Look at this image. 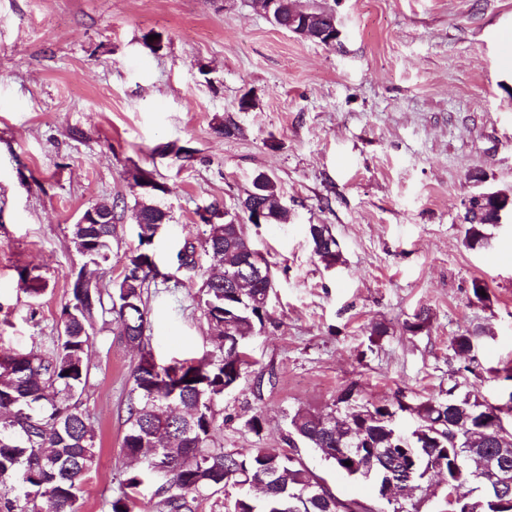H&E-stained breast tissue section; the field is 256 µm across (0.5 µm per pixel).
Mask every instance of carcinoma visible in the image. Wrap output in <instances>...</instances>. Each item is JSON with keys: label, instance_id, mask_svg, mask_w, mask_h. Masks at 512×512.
Wrapping results in <instances>:
<instances>
[{"label": "carcinoma", "instance_id": "carcinoma-1", "mask_svg": "<svg viewBox=\"0 0 512 512\" xmlns=\"http://www.w3.org/2000/svg\"><path fill=\"white\" fill-rule=\"evenodd\" d=\"M295 0H282L280 13L270 18L288 29ZM148 173L133 176L141 188L136 202L135 223L139 248L127 257L112 306H104L97 283L90 288L74 282L71 299L62 309L63 335L47 352L0 355V512H80L82 481L98 457L96 434L89 415L81 409L80 396L90 377L88 351L97 317L113 312L123 339L140 352L132 372L133 386L127 406L122 448L141 458L139 467L122 481L119 494L109 501V512H137L139 495L152 489L159 512H196L197 504L224 486L278 475L276 489L254 497L241 494L229 512H370L364 504L343 500L330 492L301 459L275 450L259 449L244 457L218 448L211 434L216 427L215 405L233 389L249 364L246 340L263 325L260 303L273 291L270 263L266 277L242 296L227 287L224 273L247 263L252 250L246 216L217 222L218 210L202 216L204 254L210 273L202 286L203 312L212 351L200 359L159 365L147 349L145 331L146 285L161 275L153 249L158 222L169 223L155 197L142 189ZM261 194L271 216L269 223L286 224L288 210L279 205L280 189L269 176L257 175L252 193ZM95 208L108 217L106 224H74L72 242L87 260L109 258L117 216L116 205L101 202ZM497 206L488 201L467 219L464 244L485 248L496 227ZM308 237L314 255L325 266L343 263L342 250L328 224H311ZM176 270L197 267L194 244L186 242L177 251ZM19 288L32 298L45 290L40 276L19 271ZM477 337L462 334L451 348L458 356L469 355ZM397 404L366 401L356 384L337 396L330 411L316 413L298 408L288 417V443L300 442L318 451L337 471L356 480L378 483L390 479L418 487L429 483L431 471L442 465L453 485L464 495V512H496L483 480L473 476L474 452L486 462L506 463L512 468V442L495 431L512 422L509 401L494 405L475 394L459 391L455 383L438 396L419 399L410 406L417 425L411 441L425 443L409 449L395 435L386 416ZM367 430L380 457L364 462L359 471L336 459L339 448H349Z\"/></svg>", "mask_w": 512, "mask_h": 512}]
</instances>
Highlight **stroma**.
<instances>
[{"label": "stroma", "mask_w": 512, "mask_h": 512, "mask_svg": "<svg viewBox=\"0 0 512 512\" xmlns=\"http://www.w3.org/2000/svg\"><path fill=\"white\" fill-rule=\"evenodd\" d=\"M306 2L336 15V47L274 26L259 0H0V353L56 343L85 262L70 229L100 201L118 220L93 278L114 292L138 246L133 176L148 171L169 188L171 221L155 241L146 335L158 362L200 358L210 262L178 272L172 258L202 244V208L235 209L264 172L290 219L249 227L275 288L246 341L252 365L216 407L215 445L286 449L290 413L328 410L353 383L373 403L453 381L498 398L506 383L488 370L512 366V218L483 249L464 233L480 186L512 188V0ZM228 113L242 136L218 133ZM312 224L331 226L343 264L312 254ZM25 268L45 282L38 298L18 286ZM422 308L426 326L406 331ZM464 333L479 337L468 360L450 348ZM91 336L81 402L101 453L82 512H106L132 465L121 443L139 353L113 318ZM294 454L341 499L376 505L372 482L314 449Z\"/></svg>", "instance_id": "obj_1"}]
</instances>
